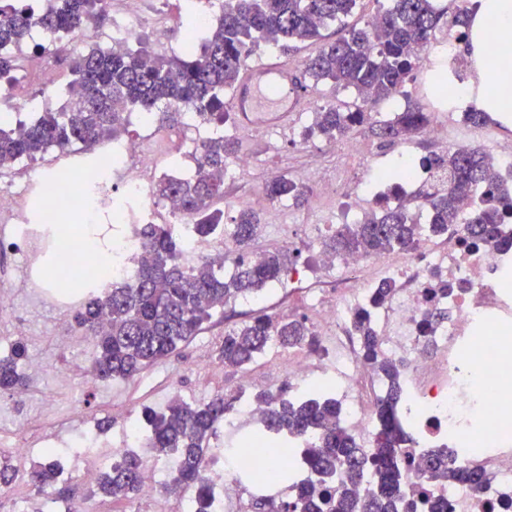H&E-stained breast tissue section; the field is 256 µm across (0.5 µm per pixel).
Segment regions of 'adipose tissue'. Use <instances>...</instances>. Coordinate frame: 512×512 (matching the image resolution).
<instances>
[{"label": "adipose tissue", "mask_w": 512, "mask_h": 512, "mask_svg": "<svg viewBox=\"0 0 512 512\" xmlns=\"http://www.w3.org/2000/svg\"><path fill=\"white\" fill-rule=\"evenodd\" d=\"M469 34L477 79L463 99L494 121L512 127V47L498 51L491 43L490 29L512 31V0H470Z\"/></svg>", "instance_id": "ef3b65f1"}]
</instances>
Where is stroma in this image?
<instances>
[{
	"mask_svg": "<svg viewBox=\"0 0 512 512\" xmlns=\"http://www.w3.org/2000/svg\"><path fill=\"white\" fill-rule=\"evenodd\" d=\"M186 0H139L140 22L144 27L140 41L157 54H181L187 39L199 40L202 30L195 27L185 8ZM81 43L65 37L56 41L52 49L57 59V81L53 87L42 88L28 81L25 92L37 107H57L65 99L66 84L70 79L66 59L81 50ZM437 56H429L425 69L414 82L408 83L404 93L373 105L375 113L392 115L402 111L407 102L417 103L424 111L438 110L439 104L429 86V71L437 64ZM307 106L300 112L293 126L296 136L271 130H253L235 134L238 154L253 156V166L237 178L225 179L224 198L218 208L225 220L237 214L236 200L258 198L262 204L258 211L262 218V232L253 245L254 252L265 253L300 249L296 264L307 267L309 278L298 285L284 282L267 290L260 305L276 316L303 319L310 317L306 298L317 288L321 274L318 256L320 242L310 240L306 229L309 219H331L334 211L342 207V196L324 193V186L345 180L352 193L369 192L358 169H342L336 144L315 139L302 140L301 130L308 126L318 106L335 102L347 107L359 105L354 91L336 87L324 81L307 90ZM183 121L182 115L169 114L167 119H152L142 124L139 112H132L121 132V139L151 140L165 138L166 145L158 154L159 173L180 174L194 166L182 140L171 138ZM350 138L363 143L376 170H385L410 159L419 160L437 153L441 145L457 143L480 150L494 143L512 146V128L494 122L474 126L463 121H441L438 132L428 137L415 136L390 142L380 139L362 127L354 128ZM79 156L51 151L36 160L19 162L13 169L0 174V182L23 185L30 172L48 174L56 170L78 172ZM276 175L295 179L303 188L301 200H269L266 185ZM21 257L5 261L0 256V279L12 289L15 318L0 324V354L8 353L17 337H24L30 357L40 365L37 377L31 378L24 400H16L0 393V427L15 422L27 424L29 445L33 449L31 462H38L44 437L53 435L62 441H71L83 421L97 422L108 417L113 423L128 415H139L143 409L155 407L158 400L180 398L188 402L208 401L219 392H235L244 376L268 382L270 388L284 384L287 367L277 359L276 348H269L248 368L239 372L222 366L218 359L224 341V330L229 321L214 316L202 330L174 357L159 362L131 380H115L97 391H87L82 376L86 368L85 357L90 349L81 330L73 321V308L60 307L36 298L16 277L14 270ZM68 337L69 347L58 344L59 337Z\"/></svg>",
	"mask_w": 512,
	"mask_h": 512,
	"instance_id": "35a3bbf8",
	"label": "stroma"
}]
</instances>
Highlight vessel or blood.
I'll return each instance as SVG.
<instances>
[{
    "instance_id": "vessel-or-blood-1",
    "label": "vessel or blood",
    "mask_w": 512,
    "mask_h": 512,
    "mask_svg": "<svg viewBox=\"0 0 512 512\" xmlns=\"http://www.w3.org/2000/svg\"><path fill=\"white\" fill-rule=\"evenodd\" d=\"M242 126L284 128L306 104L298 69L288 61L259 63L246 69L228 99Z\"/></svg>"
}]
</instances>
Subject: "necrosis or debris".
<instances>
[{"instance_id": "obj_1", "label": "necrosis or debris", "mask_w": 512, "mask_h": 512, "mask_svg": "<svg viewBox=\"0 0 512 512\" xmlns=\"http://www.w3.org/2000/svg\"><path fill=\"white\" fill-rule=\"evenodd\" d=\"M156 153L152 145L129 140L107 147L105 157L112 175L121 185L113 193L107 181L94 170L82 177L65 178L54 192L43 195L41 179L22 187L0 189V221L12 222L23 205L38 212H77L82 219L97 218L113 224L112 270L97 277V288L128 282L142 258L138 225L148 223L154 210L188 242L187 257L201 249L176 202H157L150 188ZM468 197L457 207L452 231L438 245H419L395 261L365 253L322 259L325 284L335 286L336 298L318 306L311 321L316 345L303 346L288 356V391L299 394L319 385L341 395L346 407L341 423L360 439H369L374 427V408L380 381L360 359V347L349 332L354 311L364 306L377 282L373 268L385 269L398 287L389 303L374 318V328L384 351L409 361L404 376L402 423L414 443L408 448L409 480L428 499L440 503L439 512H512V415L504 410V392L512 385V366L501 359L512 342V285L505 270H512V250L469 246L464 229L476 205ZM16 240L23 248L27 285L51 304L65 303L67 285L48 284L42 273L48 253L61 258V271H69L83 255V243L70 231L48 232L43 225H19ZM447 309V320L422 329L426 310ZM80 441L103 448L114 460L130 452L148 454L145 434L133 421H126L112 439H101L91 423H84ZM446 450L449 457L480 469L486 476L482 487L467 482L440 483L423 477L427 455ZM258 458L240 449H225L209 470L214 512H243V493L264 492L266 484L254 476ZM174 461H158L145 469L142 491L155 505V512H193L189 494L171 500L163 494L165 477Z\"/></svg>"}]
</instances>
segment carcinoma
<instances>
[{"label":"carcinoma","instance_id":"1","mask_svg":"<svg viewBox=\"0 0 512 512\" xmlns=\"http://www.w3.org/2000/svg\"><path fill=\"white\" fill-rule=\"evenodd\" d=\"M357 0H213L219 11L208 38L197 46L189 41L181 57L155 54L126 45L92 47L78 51L69 63L72 79L67 98L54 110L38 113L32 121L14 126L12 113L0 114V169L8 170L24 159H34L50 149L62 154L78 147L93 153L105 141L117 138L134 110L164 112L186 107L202 123H224V93L239 80L245 60L259 41L277 46L284 54L293 44L316 42L321 30L350 15ZM106 12L103 0H53L36 11L23 0L0 5V78L14 79L21 68L18 48L42 31L58 39L91 25ZM447 9L436 0H390V6L361 28L343 27L304 62V74L318 83L331 81L352 88L364 102H376L404 93L423 66L434 35ZM429 122L428 114L412 103L384 121L358 108L354 111L326 104L315 113L305 138L334 141L356 126H367L374 135L391 141L418 134ZM236 142L217 133L192 156L194 173L188 178L165 174L153 189L159 201L175 199L193 224L200 241L224 233L234 245L232 266L215 268L207 258L186 262V245L169 224H143L139 240L145 253L131 283L102 294L91 292L75 312L77 326L94 337V371L99 380H128L166 360L197 336L204 322L239 299L257 296L287 272L279 252H266L259 262L248 250L259 236L261 219L252 209H241L232 224L213 207L224 198L228 159ZM421 165L442 177L435 192L419 190L417 207L428 213V223L403 205L385 201L366 213L359 224H340L323 240L326 253L344 256L354 252L390 254L416 247L426 235H439L451 224L456 203L477 189L483 196L467 227L471 244L497 249L512 247V235L500 224L512 215V192L484 153L468 147L450 148L422 159ZM272 200H300L299 183L275 176L267 183ZM396 290L393 279L374 289L369 302L352 319L362 359L378 374L382 393L375 410V430L370 449L339 425L342 402L313 391L302 400L261 392L257 402L267 406L255 425L252 441L261 446H286L294 439H313L302 449V471L285 465L272 480L288 485V498L274 503L271 512H400L405 508L408 479L399 449L405 438L395 418L404 395L402 385L407 361L382 349L373 319ZM307 321L289 320L258 310L249 319L224 331L219 360L226 368L246 369L268 348L288 350L313 345ZM25 347L17 343L0 357V391L15 392L26 386L22 372ZM234 395L220 394L200 404L172 399L165 410L146 408L138 417L140 429L159 457H177V472L170 490L192 491L195 512H210L212 488L204 471L211 447ZM424 470L434 481L486 482V476L439 452L427 456ZM59 459L46 455L26 472L27 483L41 498L30 500L26 512H42V498L69 501L60 485ZM15 467L0 457V493L7 494L15 481ZM142 463L128 454L100 473L96 489L114 500H130L141 489Z\"/></svg>","mask_w":512,"mask_h":512}]
</instances>
